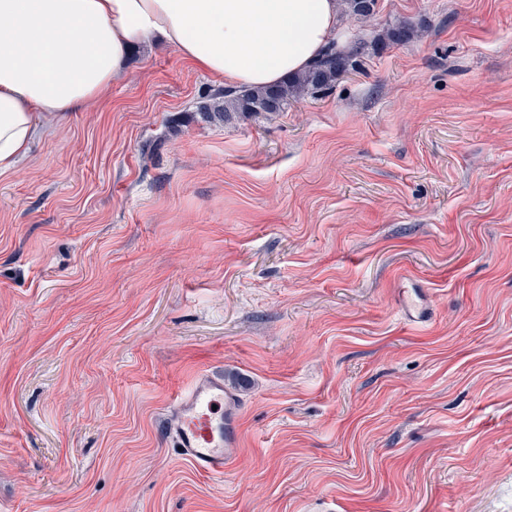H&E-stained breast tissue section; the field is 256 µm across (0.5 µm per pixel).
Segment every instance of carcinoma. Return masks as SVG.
<instances>
[{
	"mask_svg": "<svg viewBox=\"0 0 512 512\" xmlns=\"http://www.w3.org/2000/svg\"><path fill=\"white\" fill-rule=\"evenodd\" d=\"M376 0H340L341 18L356 24L370 23L376 13ZM421 28L412 23L384 27L374 42L380 45H405L418 39ZM367 44L357 39L340 49L330 45L304 72L269 87L236 91L226 89L200 105L198 112L209 122L228 123L253 114L272 115L288 104L331 86L344 73L356 69L366 54Z\"/></svg>",
	"mask_w": 512,
	"mask_h": 512,
	"instance_id": "cac0c4a2",
	"label": "carcinoma"
}]
</instances>
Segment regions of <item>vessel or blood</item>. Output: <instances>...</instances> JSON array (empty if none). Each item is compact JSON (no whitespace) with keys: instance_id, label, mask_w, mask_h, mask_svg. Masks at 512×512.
I'll return each instance as SVG.
<instances>
[{"instance_id":"b4317fda","label":"vessel or blood","mask_w":512,"mask_h":512,"mask_svg":"<svg viewBox=\"0 0 512 512\" xmlns=\"http://www.w3.org/2000/svg\"><path fill=\"white\" fill-rule=\"evenodd\" d=\"M395 305L407 324L418 326L429 317L425 291L411 280H404ZM239 417L237 395L214 374L199 376L167 410L181 458L209 477L223 476L230 468V451L239 445Z\"/></svg>"}]
</instances>
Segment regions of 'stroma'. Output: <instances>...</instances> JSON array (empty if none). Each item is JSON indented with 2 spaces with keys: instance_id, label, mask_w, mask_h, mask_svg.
<instances>
[{
  "instance_id": "stroma-1",
  "label": "stroma",
  "mask_w": 512,
  "mask_h": 512,
  "mask_svg": "<svg viewBox=\"0 0 512 512\" xmlns=\"http://www.w3.org/2000/svg\"><path fill=\"white\" fill-rule=\"evenodd\" d=\"M378 5L421 38L230 124L134 47L0 175V512H512V0ZM201 372L220 481L166 430ZM403 288L400 289L395 305L398 312L408 325H422L427 322L429 308L426 290L417 288L408 278H402ZM239 417L238 396L214 374L199 376L167 410L180 457L208 477L224 476L233 463L230 448L239 446Z\"/></svg>"
}]
</instances>
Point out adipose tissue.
I'll return each mask as SVG.
<instances>
[{
    "label": "adipose tissue",
    "mask_w": 512,
    "mask_h": 512,
    "mask_svg": "<svg viewBox=\"0 0 512 512\" xmlns=\"http://www.w3.org/2000/svg\"><path fill=\"white\" fill-rule=\"evenodd\" d=\"M339 0H0V175L41 125L85 109L158 40L223 85L301 73L336 38Z\"/></svg>",
    "instance_id": "1"
}]
</instances>
